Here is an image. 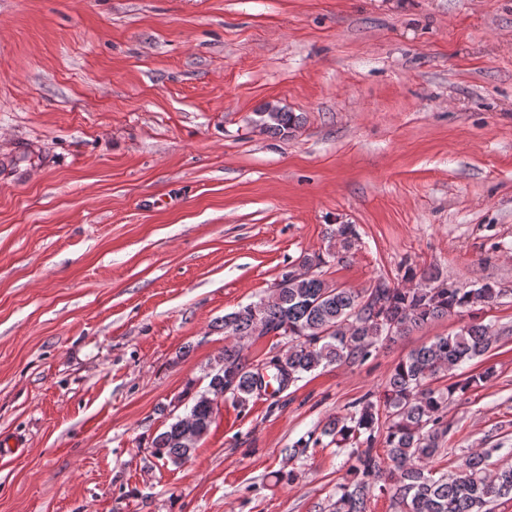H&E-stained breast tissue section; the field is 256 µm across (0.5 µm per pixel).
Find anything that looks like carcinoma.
I'll use <instances>...</instances> for the list:
<instances>
[{
  "label": "carcinoma",
  "mask_w": 512,
  "mask_h": 512,
  "mask_svg": "<svg viewBox=\"0 0 512 512\" xmlns=\"http://www.w3.org/2000/svg\"><path fill=\"white\" fill-rule=\"evenodd\" d=\"M265 132L286 137L300 117L267 104L258 112ZM336 247L351 249L357 240L350 224L334 231ZM408 272V279L417 277ZM422 283L399 288L379 280L365 294L353 292L320 275L300 278L288 271L276 283L277 297L260 298L224 315L227 343L221 356L206 371L207 385L195 393L186 413L178 415L152 440L153 454L174 466L187 461L196 446L183 439L190 422L208 433L216 409L210 399L233 382L237 402L262 389L259 368L283 391L303 375L330 365L354 366L372 355L377 344L394 342L411 330L452 313L498 300L501 290L485 282L464 288L424 271ZM287 339V348L261 364L250 362L249 344L255 339L256 323ZM502 332L491 324L472 321L456 332L437 336L399 360L380 394L368 393L351 405L343 416L328 419L320 436L338 449L348 450L351 464L336 487L331 512H368L371 500L381 493L389 497L394 512H493L492 504L512 499V464L491 471L487 460L503 448L498 441L490 448H472L455 471L432 469L443 448L450 426L445 421L448 405L472 390L488 386L498 377L496 366L458 378L453 371L462 364L484 357ZM448 373L443 388L431 381ZM382 439V449L375 448Z\"/></svg>",
  "instance_id": "carcinoma-1"
}]
</instances>
